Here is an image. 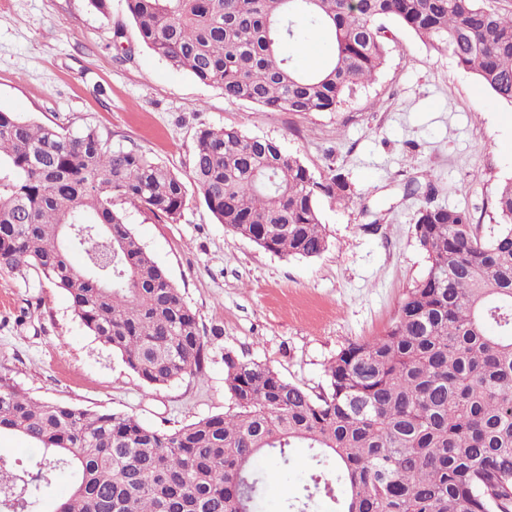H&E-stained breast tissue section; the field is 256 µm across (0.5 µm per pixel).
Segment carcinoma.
<instances>
[{
  "instance_id": "obj_1",
  "label": "carcinoma",
  "mask_w": 512,
  "mask_h": 512,
  "mask_svg": "<svg viewBox=\"0 0 512 512\" xmlns=\"http://www.w3.org/2000/svg\"><path fill=\"white\" fill-rule=\"evenodd\" d=\"M142 44L224 99L271 112H337L375 79L392 20L446 51L512 107V13L481 0H125ZM333 52L298 56L314 33ZM0 267L33 266L69 297L80 324L152 387L199 375L196 313L125 222L130 206L175 221L181 175L70 131L0 110ZM191 179L219 223L264 250L313 258L328 249L318 200L343 201L340 173L316 179L272 139L200 129ZM497 233L465 208L413 219L428 268L385 333L340 349L314 395L271 367L224 356L228 410L173 429L134 415L38 400L0 373V435L40 461L0 453V512H260L267 455L313 450L305 512L317 495L338 512H512V182L495 197ZM66 472L68 496L45 507ZM0 448H8L7 453L11 458L16 459L26 469H34L39 459L38 452L28 442L18 440L9 435H2Z\"/></svg>"
}]
</instances>
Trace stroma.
<instances>
[{"instance_id": "obj_1", "label": "stroma", "mask_w": 512, "mask_h": 512, "mask_svg": "<svg viewBox=\"0 0 512 512\" xmlns=\"http://www.w3.org/2000/svg\"><path fill=\"white\" fill-rule=\"evenodd\" d=\"M0 0V110L38 123L96 128L187 176L198 130L235 126L277 141L314 177L346 176L345 202L318 201L328 249L285 258L227 231L196 186L177 221L128 209L129 226L180 289L205 335L201 375L146 385L75 318L67 295L32 268L0 269V372L30 396L125 412L171 429L224 413V356L272 367L311 393L349 343L378 336L428 266L413 229L429 204L468 209L484 237L512 178V107L497 105L447 52L386 21L389 54L375 80L337 112H270L173 69L138 39L124 0ZM124 38L116 40V24ZM428 174L432 199L405 196ZM307 448L266 474V512L302 496Z\"/></svg>"}]
</instances>
